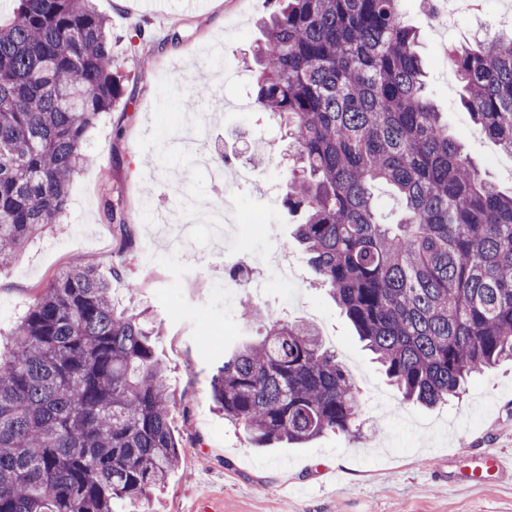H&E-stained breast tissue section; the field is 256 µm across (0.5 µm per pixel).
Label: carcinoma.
<instances>
[{
	"instance_id": "cac0c4a2",
	"label": "carcinoma",
	"mask_w": 512,
	"mask_h": 512,
	"mask_svg": "<svg viewBox=\"0 0 512 512\" xmlns=\"http://www.w3.org/2000/svg\"><path fill=\"white\" fill-rule=\"evenodd\" d=\"M403 0H275L255 104L289 139L285 205L320 284L407 401L458 397L512 359V193L483 180L425 93ZM473 121L512 156V33L450 48ZM92 0H18L0 23V269L56 223L88 129L121 98ZM402 202L380 219L372 192ZM210 378L255 448L361 433L357 389L317 328L266 322ZM152 313L117 311L91 259L35 297L0 355V512L150 504L179 464L178 399Z\"/></svg>"
}]
</instances>
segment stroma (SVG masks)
Returning a JSON list of instances; mask_svg holds the SVG:
<instances>
[{
    "label": "stroma",
    "mask_w": 512,
    "mask_h": 512,
    "mask_svg": "<svg viewBox=\"0 0 512 512\" xmlns=\"http://www.w3.org/2000/svg\"><path fill=\"white\" fill-rule=\"evenodd\" d=\"M94 4L110 23L114 62L124 73L122 98L89 132L95 161L73 177L65 215L0 271V353L34 298L76 257L90 256L111 278L118 308L150 309L163 331L158 350L178 398L174 426L182 448L149 512H512L511 476L474 490L441 480L469 469L481 449L512 454V360L485 371L448 404L427 409L403 401L294 237L302 215L282 204L284 129L249 106L255 74L245 61L262 38L259 22L272 9L269 0H197L188 11L181 0ZM428 17L425 0H403L402 19L418 31V50L429 64L428 90L482 177L510 191L512 158L492 160L496 147L463 106ZM215 41L224 44L217 68L203 56ZM202 85L220 87L234 103L216 113L210 136L232 169L245 165L253 172L234 187L243 211L266 216L262 224L237 225L232 244L259 253L280 243L284 262L299 273L290 292L270 276L258 289L234 293V307H225L209 286L229 272L223 248L204 242L189 258L159 230V214L178 194L205 200L214 194L193 157L168 147L182 132L179 96ZM111 205L124 212L129 236L108 220ZM118 261L124 272L116 277ZM245 298L272 321L319 320L359 391L360 437L327 434L304 445L254 448L241 426L212 410L210 369L225 343L259 332L240 320L237 303Z\"/></svg>",
    "instance_id": "1"
}]
</instances>
